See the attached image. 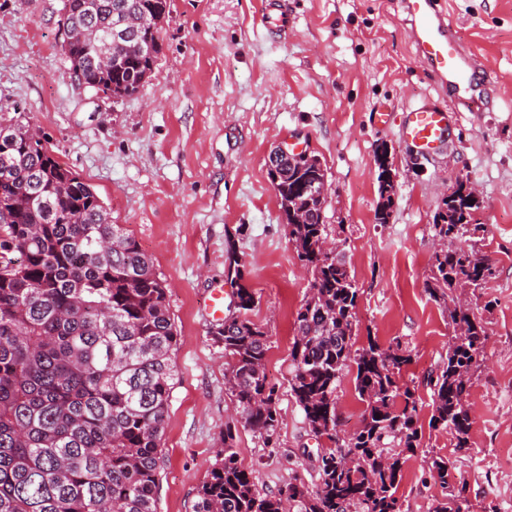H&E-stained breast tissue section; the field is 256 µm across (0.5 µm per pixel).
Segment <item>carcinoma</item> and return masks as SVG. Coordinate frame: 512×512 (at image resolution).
I'll use <instances>...</instances> for the list:
<instances>
[{"mask_svg":"<svg viewBox=\"0 0 512 512\" xmlns=\"http://www.w3.org/2000/svg\"><path fill=\"white\" fill-rule=\"evenodd\" d=\"M63 26L99 42H159L168 0H70ZM146 14L135 30L130 18ZM69 74L85 88L112 86L116 98L135 94L155 61L131 57L103 70L97 53L65 55ZM276 181L289 240L311 279L296 313L288 389L309 431L336 444L321 456L318 484L290 483L276 493L258 488L235 450V421L224 423L222 449L198 488L193 512H401L397 490L407 455L419 446L418 399L397 375L409 362L400 345L370 338L355 347L359 288L344 256H328L323 210L314 188L322 166L304 160L268 172ZM376 219L391 216L395 188L377 177ZM0 512H157L161 441L177 371V330L168 290L134 235L112 217L94 190L62 164L27 125L0 124ZM480 201L463 186L441 200L432 224L444 242L434 252L425 290L435 299L481 288L493 262L467 244ZM235 312L220 323L225 387L243 426L263 446L278 440L276 386L265 362L268 332L253 321L255 295L246 268L229 258ZM453 328L446 361L430 378L434 427L449 430L455 450L471 449L474 420L468 401L484 360L488 334L469 306L448 308ZM355 371L364 404L360 426L337 441L336 391ZM348 455L350 469L336 467ZM431 477L444 490L431 512H469L467 483L448 458L433 456Z\"/></svg>","mask_w":512,"mask_h":512,"instance_id":"cac0c4a2","label":"carcinoma"}]
</instances>
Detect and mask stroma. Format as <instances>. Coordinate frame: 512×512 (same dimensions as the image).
I'll return each instance as SVG.
<instances>
[{
  "mask_svg": "<svg viewBox=\"0 0 512 512\" xmlns=\"http://www.w3.org/2000/svg\"><path fill=\"white\" fill-rule=\"evenodd\" d=\"M65 0H0V123L22 121L125 225L168 289L177 379L162 440L158 512H192L236 411L224 348L204 309L235 252L264 324L269 381L279 388L276 447L239 428L236 451L258 488L315 487L330 443L308 430L288 391L296 312L309 289L268 177L271 151L298 142L320 158L324 221L359 288L356 344L400 343L399 377L419 402L422 438L397 492L402 512H429L442 489L428 461L451 458L482 512H512V0H450L461 38L477 50L499 95L492 112H458L448 139L425 154L403 138V112L442 99L418 58L396 0H285L288 30L268 31L261 0H169L161 54L134 96L104 101L72 84L61 51ZM388 122H380V113ZM397 195L378 223V146ZM478 191L474 237L495 275L471 295L489 340L469 403L468 453L434 428L431 389L448 352L446 302L425 290L432 223L457 175Z\"/></svg>",
  "mask_w": 512,
  "mask_h": 512,
  "instance_id": "stroma-1",
  "label": "stroma"
}]
</instances>
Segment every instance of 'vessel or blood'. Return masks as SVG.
<instances>
[{
    "label": "vessel or blood",
    "instance_id": "obj_1",
    "mask_svg": "<svg viewBox=\"0 0 512 512\" xmlns=\"http://www.w3.org/2000/svg\"><path fill=\"white\" fill-rule=\"evenodd\" d=\"M400 6L418 57L448 99L443 107L410 108L401 126L403 136L429 154L445 141L450 113L489 111L492 91L481 56L461 39L446 0H400ZM262 20L268 29L286 30L288 16L282 0H263Z\"/></svg>",
    "mask_w": 512,
    "mask_h": 512
}]
</instances>
